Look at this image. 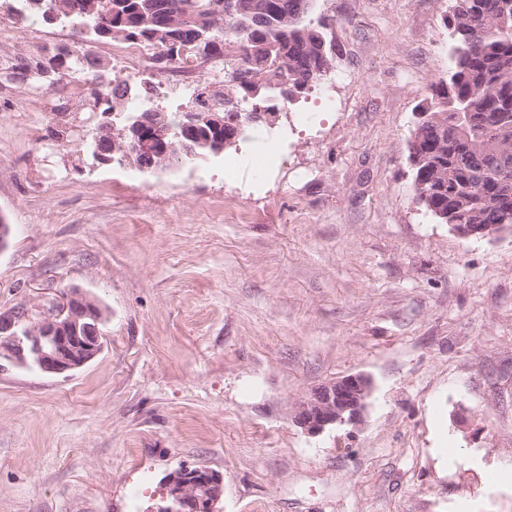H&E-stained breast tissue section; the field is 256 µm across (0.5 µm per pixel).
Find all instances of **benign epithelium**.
<instances>
[{
    "label": "benign epithelium",
    "mask_w": 512,
    "mask_h": 512,
    "mask_svg": "<svg viewBox=\"0 0 512 512\" xmlns=\"http://www.w3.org/2000/svg\"><path fill=\"white\" fill-rule=\"evenodd\" d=\"M78 9L58 0L46 11L49 22L57 23L71 17ZM207 124L223 135L224 117L217 112H188L181 124L182 133L176 142L159 144L129 124L118 130L102 128L103 134L84 142L95 160L121 162L135 154L158 156L167 161L173 148L189 155L195 153L197 142L189 133L200 124ZM449 229L462 238H497L512 229L507 224H451ZM104 317L99 305L75 289L53 304L48 314L36 318L29 310L0 313V350L4 359L16 366L48 374H63L82 368L103 347L101 325ZM372 380L361 373L327 381L299 403L295 424L305 433L316 436L336 425L356 424L363 418L372 393ZM165 497L156 512H217L216 505L224 493L223 476L207 467L180 466L163 478Z\"/></svg>",
    "instance_id": "obj_1"
}]
</instances>
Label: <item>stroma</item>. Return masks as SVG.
<instances>
[{
	"instance_id": "obj_1",
	"label": "stroma",
	"mask_w": 512,
	"mask_h": 512,
	"mask_svg": "<svg viewBox=\"0 0 512 512\" xmlns=\"http://www.w3.org/2000/svg\"><path fill=\"white\" fill-rule=\"evenodd\" d=\"M450 5L313 0L321 84L135 182L87 154L88 93L39 71L63 24L0 5V312L74 288L106 318L74 372L0 365V512H148L182 464L223 475L218 512H512V233L452 234L408 161ZM271 132L289 148L259 181ZM355 373L361 425H295Z\"/></svg>"
}]
</instances>
